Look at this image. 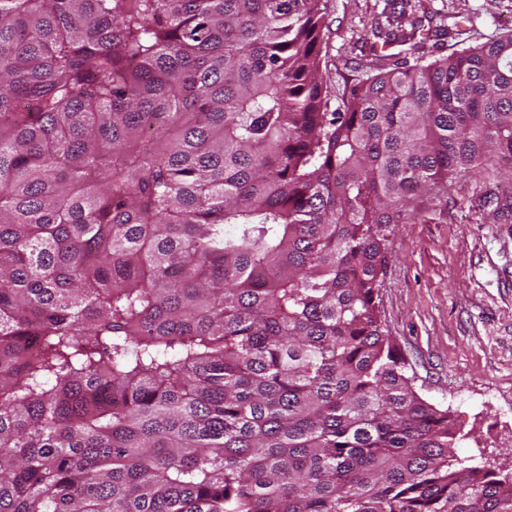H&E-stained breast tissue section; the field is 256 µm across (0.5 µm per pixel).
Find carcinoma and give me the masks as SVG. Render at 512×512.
Masks as SVG:
<instances>
[{
  "label": "carcinoma",
  "mask_w": 512,
  "mask_h": 512,
  "mask_svg": "<svg viewBox=\"0 0 512 512\" xmlns=\"http://www.w3.org/2000/svg\"><path fill=\"white\" fill-rule=\"evenodd\" d=\"M325 13L0 0V512H512L376 303L410 202L512 165V31L331 112Z\"/></svg>",
  "instance_id": "cac0c4a2"
}]
</instances>
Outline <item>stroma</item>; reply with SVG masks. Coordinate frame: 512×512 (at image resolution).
Segmentation results:
<instances>
[{"mask_svg":"<svg viewBox=\"0 0 512 512\" xmlns=\"http://www.w3.org/2000/svg\"><path fill=\"white\" fill-rule=\"evenodd\" d=\"M322 72L338 107L380 65L368 39L386 0H327ZM432 25L468 44L512 30V0H423ZM512 197L507 167L481 168L416 198L418 221L389 225L378 290L384 331L408 361L418 393L448 410L456 452L512 474Z\"/></svg>","mask_w":512,"mask_h":512,"instance_id":"stroma-1","label":"stroma"}]
</instances>
